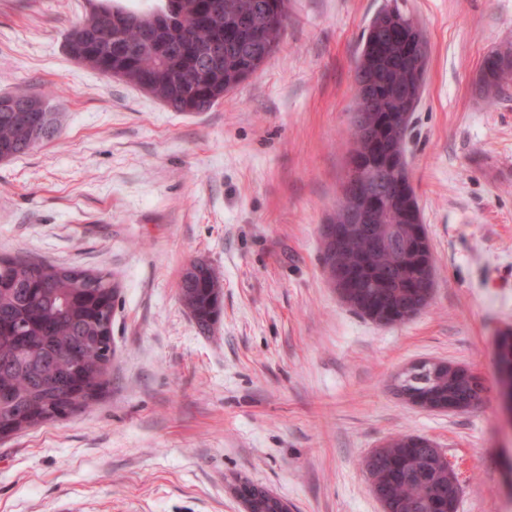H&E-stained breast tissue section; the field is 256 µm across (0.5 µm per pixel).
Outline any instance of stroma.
Instances as JSON below:
<instances>
[{
    "instance_id": "1",
    "label": "stroma",
    "mask_w": 512,
    "mask_h": 512,
    "mask_svg": "<svg viewBox=\"0 0 512 512\" xmlns=\"http://www.w3.org/2000/svg\"><path fill=\"white\" fill-rule=\"evenodd\" d=\"M96 0H0V94L52 95L61 136L0 162V255L111 275L116 348L99 400L0 439V512H243V481L292 512H383L363 457L421 435L462 486L459 512H512V424L496 344L512 330V97L483 57L512 49V0H289L275 53L185 115L73 61ZM399 4L427 40L408 171L435 258L430 305L382 326L322 267L346 178L362 36ZM224 280L201 332L188 263ZM470 369L481 401L430 411L397 391L419 360ZM512 82V51L492 50L484 58L479 72L477 90L491 101H497Z\"/></svg>"
}]
</instances>
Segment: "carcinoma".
I'll return each instance as SVG.
<instances>
[{
	"label": "carcinoma",
	"mask_w": 512,
	"mask_h": 512,
	"mask_svg": "<svg viewBox=\"0 0 512 512\" xmlns=\"http://www.w3.org/2000/svg\"><path fill=\"white\" fill-rule=\"evenodd\" d=\"M171 26L155 29L151 13L98 5L66 37L74 61L126 80L175 112H206L254 74L288 26V0H165ZM132 21L117 35L113 14ZM427 45L413 16L394 5L379 12L363 35L355 66L353 149L343 183L352 208L336 203L323 235L324 273L344 269L340 299L368 318L403 324L432 299L435 270L424 271L418 235H426L405 155L411 117L427 71ZM512 83V51L492 50L479 72V94L494 102ZM36 120L0 109V156L11 160L60 136L63 113L48 95ZM359 223L347 230L351 214ZM200 259L184 269L178 298L203 331L224 311V282ZM119 288L107 273L55 267L0 256V434L55 421L97 399L115 350L112 313ZM412 398L467 405L472 383L425 365L400 376ZM425 437L405 435L361 461L383 512H448L461 488L440 465Z\"/></svg>",
	"instance_id": "obj_1"
}]
</instances>
